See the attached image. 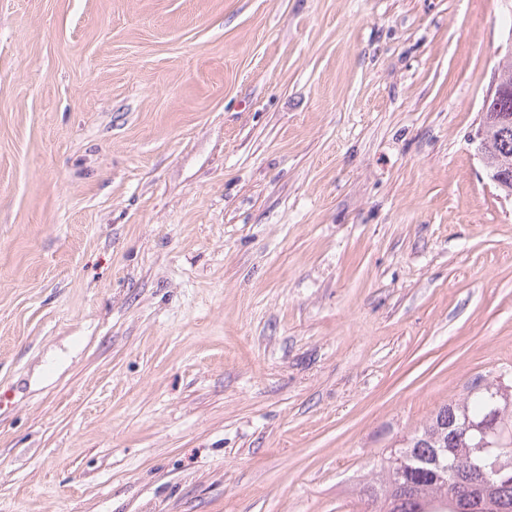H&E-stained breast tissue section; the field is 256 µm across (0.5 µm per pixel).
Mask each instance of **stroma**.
Instances as JSON below:
<instances>
[{
    "instance_id": "obj_1",
    "label": "stroma",
    "mask_w": 512,
    "mask_h": 512,
    "mask_svg": "<svg viewBox=\"0 0 512 512\" xmlns=\"http://www.w3.org/2000/svg\"><path fill=\"white\" fill-rule=\"evenodd\" d=\"M502 0H0V512H364L512 384ZM493 151L490 152L488 161L491 165L497 166L499 159L511 162L512 164V125L506 131L504 129H493L491 131Z\"/></svg>"
}]
</instances>
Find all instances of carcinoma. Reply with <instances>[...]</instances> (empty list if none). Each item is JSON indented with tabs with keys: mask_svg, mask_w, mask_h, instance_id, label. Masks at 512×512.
I'll return each mask as SVG.
<instances>
[{
	"mask_svg": "<svg viewBox=\"0 0 512 512\" xmlns=\"http://www.w3.org/2000/svg\"><path fill=\"white\" fill-rule=\"evenodd\" d=\"M493 151L488 161L512 163V125L491 131ZM501 387L474 384L461 402L440 406L431 420L410 435L395 454L406 459L399 477L392 461L381 466L374 482L366 485L370 512H512V467L491 485L481 481L483 457L476 452L481 440L470 424L485 421L493 409L504 405ZM409 486L405 498L395 503V485Z\"/></svg>",
	"mask_w": 512,
	"mask_h": 512,
	"instance_id": "obj_1",
	"label": "carcinoma"
}]
</instances>
